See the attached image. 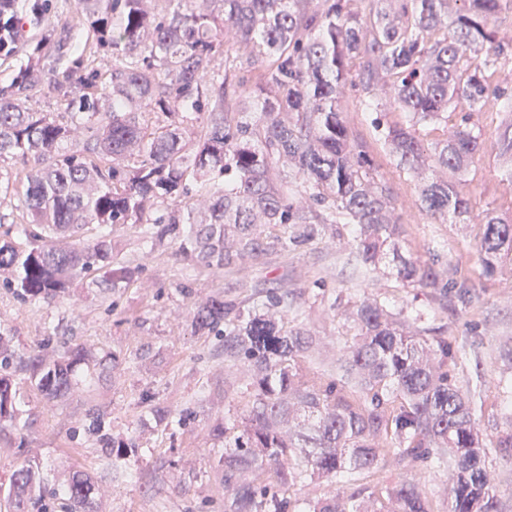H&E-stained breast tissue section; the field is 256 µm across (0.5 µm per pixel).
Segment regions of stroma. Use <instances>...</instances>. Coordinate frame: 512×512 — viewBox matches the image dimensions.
<instances>
[{"label": "stroma", "instance_id": "1", "mask_svg": "<svg viewBox=\"0 0 512 512\" xmlns=\"http://www.w3.org/2000/svg\"><path fill=\"white\" fill-rule=\"evenodd\" d=\"M49 16L60 46L45 50V70L83 63L107 83L109 63L87 37L81 0H50ZM42 26H30L15 37L13 53L0 58V87L9 85L40 43ZM489 99L472 114L483 151L476 155L459 190L471 197L475 211L512 217V153H504L505 127L512 112V59L503 60L490 77ZM353 135L367 145L374 176L387 181L406 234L403 253L428 260L438 252L448 276L473 286L471 298L440 301L433 289L404 287L393 276L371 274L357 263L348 244L357 233L349 226L346 243L319 240L301 251L270 250L216 271H186L178 242L151 253L132 224L112 227L116 252L142 264L124 288L77 284L50 302L28 303L0 289V331H7L17 354L42 347L55 355L64 343L86 345L95 356L113 355L117 364L96 370L94 379L70 395L50 402L27 374L16 376L20 414L12 428L13 444L0 447V490L9 489L13 471L23 463L37 467L48 483L62 486L78 473L95 477L102 493L93 512H224V470L216 461L218 447L209 432L212 423L231 415L241 419L249 408L242 393L243 371L224 365V340L194 331L198 302L213 295L250 305L258 291L285 288L294 304L293 324L314 339L304 367L308 375L331 382L336 378L337 351L357 332L346 308L364 297L403 312L418 326L448 336L456 348L451 366L460 391L469 398L483 434L512 428V274H482L477 224L438 223L419 207V180L399 169L383 147L357 96L342 102ZM33 157L8 156L0 169L9 172L0 185V227L27 220L23 208L25 175ZM341 309H333L334 301ZM187 411L184 425L169 427L148 420L152 408ZM106 412L108 431L117 439H134L121 455L104 457L96 438L81 426L89 409ZM449 467L433 462L381 461L366 476L371 485L399 479L420 483L440 512L448 503Z\"/></svg>", "mask_w": 512, "mask_h": 512}]
</instances>
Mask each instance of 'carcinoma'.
<instances>
[{
  "label": "carcinoma",
  "instance_id": "obj_1",
  "mask_svg": "<svg viewBox=\"0 0 512 512\" xmlns=\"http://www.w3.org/2000/svg\"><path fill=\"white\" fill-rule=\"evenodd\" d=\"M83 0L88 29L112 60L108 85L98 93L91 72L66 68L52 86L67 98L70 122L58 123L26 107L46 81L37 61L0 90V158L33 155L24 205L38 228L35 244L0 238V288L22 299L49 300L79 279L98 288H125L142 265L115 252L112 236L86 240L91 224H136L155 252L181 240L186 265L222 270L270 249L298 250L314 239H339L360 226L355 256L369 271L384 263L402 238L386 182L370 171L365 147L343 117L351 91L400 169L420 174L425 162L417 127L448 124V108L473 107L488 95V78L512 50L497 38L499 15L512 0ZM224 49V71L213 67ZM245 64L234 65L236 54ZM358 60L355 79L349 61ZM407 114L391 125L387 106ZM205 112L208 122L190 149L182 113ZM257 112L251 122L245 113ZM96 127L94 156L75 141L80 127ZM166 117L148 124L147 115ZM465 112L434 144L420 206L434 220H469L467 195L441 178L462 172L481 149ZM281 164L301 180L300 198L271 175ZM196 199V220L186 200ZM192 229L184 232L183 225ZM478 241L485 277L512 262V218L485 212ZM396 276L407 287H428L448 298V280L436 262L402 259ZM243 308L218 294L199 305L197 332L224 337V361L244 369L251 409L243 425L231 417L213 426L224 440V512H435L417 483L373 488L359 483L391 457L454 459L448 512H498L469 400L450 370L454 347L439 334L413 330L401 315L372 298L356 305L360 334L336 363L340 380L308 376L300 357L310 334L289 327L288 292H258ZM80 344L52 358L42 351L15 356L0 332V444L11 440L18 416L14 376L22 371L54 400L78 385L80 365L105 367ZM153 418L169 426L182 412L159 407ZM84 431L111 455L133 443L106 430V413L92 409ZM276 468L277 482L260 475ZM320 476L335 485L328 498L300 510L290 487ZM101 487L78 475L64 489L49 486L29 464L13 474L10 512H43L45 498L65 512H91Z\"/></svg>",
  "mask_w": 512,
  "mask_h": 512
}]
</instances>
